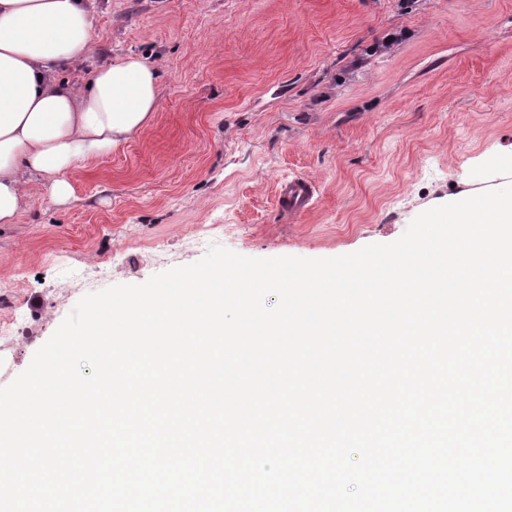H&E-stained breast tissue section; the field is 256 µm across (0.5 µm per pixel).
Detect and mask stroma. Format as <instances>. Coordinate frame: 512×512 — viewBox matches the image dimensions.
Instances as JSON below:
<instances>
[{
    "instance_id": "obj_1",
    "label": "stroma",
    "mask_w": 512,
    "mask_h": 512,
    "mask_svg": "<svg viewBox=\"0 0 512 512\" xmlns=\"http://www.w3.org/2000/svg\"><path fill=\"white\" fill-rule=\"evenodd\" d=\"M93 64L159 71L152 123L0 224V387L86 294L211 245L325 258L507 184L512 0H89ZM317 192L285 215L283 181Z\"/></svg>"
}]
</instances>
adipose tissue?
I'll return each instance as SVG.
<instances>
[{"mask_svg": "<svg viewBox=\"0 0 512 512\" xmlns=\"http://www.w3.org/2000/svg\"><path fill=\"white\" fill-rule=\"evenodd\" d=\"M87 0H0V223H15L35 187L51 204L68 172L127 143L153 120L158 72L127 57L80 89L57 78L94 52Z\"/></svg>", "mask_w": 512, "mask_h": 512, "instance_id": "1", "label": "adipose tissue"}]
</instances>
